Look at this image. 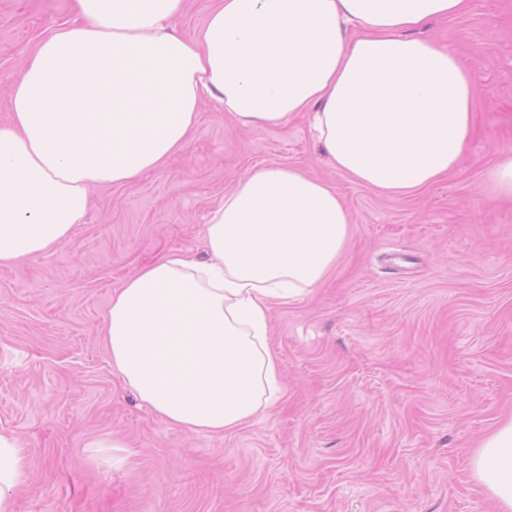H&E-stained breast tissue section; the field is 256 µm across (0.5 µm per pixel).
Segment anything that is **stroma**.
Segmentation results:
<instances>
[{
  "mask_svg": "<svg viewBox=\"0 0 512 512\" xmlns=\"http://www.w3.org/2000/svg\"><path fill=\"white\" fill-rule=\"evenodd\" d=\"M72 14L73 0H0V124L22 62ZM415 35L476 72L475 131L439 183L380 196L327 164L308 115L242 127L207 101L163 167L93 188L69 238L0 267V432L26 453L14 512H497L468 460L512 416V202L482 192L512 150V0H469ZM270 164L333 184L352 237L313 295L272 310L278 405L189 433L113 374L100 329L145 264L205 254L211 210Z\"/></svg>",
  "mask_w": 512,
  "mask_h": 512,
  "instance_id": "stroma-1",
  "label": "stroma"
}]
</instances>
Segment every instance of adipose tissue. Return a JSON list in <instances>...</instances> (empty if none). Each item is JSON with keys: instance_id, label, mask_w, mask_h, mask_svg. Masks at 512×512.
<instances>
[{"instance_id": "obj_1", "label": "adipose tissue", "mask_w": 512, "mask_h": 512, "mask_svg": "<svg viewBox=\"0 0 512 512\" xmlns=\"http://www.w3.org/2000/svg\"><path fill=\"white\" fill-rule=\"evenodd\" d=\"M38 42L0 125V266L44 253L83 223L89 191L161 166L203 101L250 127L305 112L336 171L385 197L458 165L474 123L473 67L407 30L469 0H216L185 38L183 0H76ZM352 232L336 188L291 165L245 173L212 212L208 254L168 252L112 294L110 364L155 415L192 433L249 424L283 394L267 339L272 304L320 288ZM474 480L512 512V417L479 442ZM25 476L0 433V512Z\"/></svg>"}]
</instances>
